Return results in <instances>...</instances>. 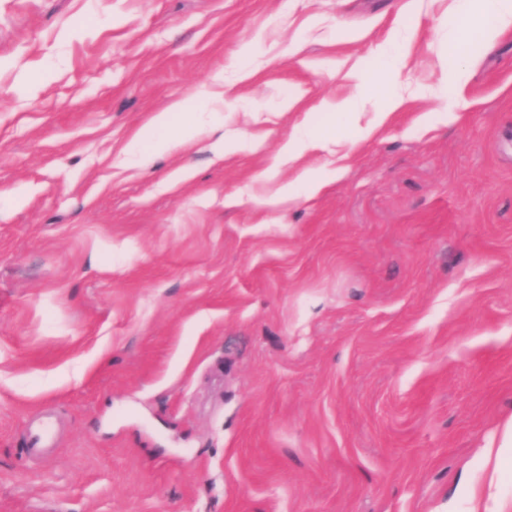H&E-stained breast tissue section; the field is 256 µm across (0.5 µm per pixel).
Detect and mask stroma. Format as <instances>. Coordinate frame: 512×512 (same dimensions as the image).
Masks as SVG:
<instances>
[{
	"label": "stroma",
	"instance_id": "stroma-1",
	"mask_svg": "<svg viewBox=\"0 0 512 512\" xmlns=\"http://www.w3.org/2000/svg\"><path fill=\"white\" fill-rule=\"evenodd\" d=\"M395 4L0 0V512H512V31L448 95L457 0ZM394 59L413 95L341 177L225 204ZM189 98L197 142L129 163ZM240 142L244 143L252 152H255L259 145L258 136L255 133H251L248 138V144L243 139H226L221 137L211 142L208 149L216 160L221 161L224 160V156L242 149L243 146ZM486 448V462L491 465L490 484H492L499 477L505 458L512 456V416L501 427L498 446L494 447L490 444ZM55 430L50 419L42 420L26 434V446L30 452H41L54 441Z\"/></svg>",
	"mask_w": 512,
	"mask_h": 512
}]
</instances>
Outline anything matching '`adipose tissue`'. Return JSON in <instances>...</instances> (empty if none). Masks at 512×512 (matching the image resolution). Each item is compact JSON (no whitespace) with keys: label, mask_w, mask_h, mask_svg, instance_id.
<instances>
[{"label":"adipose tissue","mask_w":512,"mask_h":512,"mask_svg":"<svg viewBox=\"0 0 512 512\" xmlns=\"http://www.w3.org/2000/svg\"><path fill=\"white\" fill-rule=\"evenodd\" d=\"M512 29V0H459L458 17L451 39L452 49L463 53L469 47L491 51L500 35ZM404 102L402 93L388 90L387 111L375 113L369 123H362L361 112L355 102L346 101L342 106L322 102L320 109L329 121L325 125H302L297 127L281 145L275 162L262 173L263 178H280L281 183L272 197L259 200L262 208L277 206L281 201L294 200L300 196H313L325 184L324 177L314 166L309 165L311 156L335 154L342 144L357 146L373 137L384 126L392 111ZM344 110L352 128L346 139L335 136L334 116ZM199 137V125L186 102L175 101L162 111L152 113L142 124L126 148L127 154L143 161L156 155L169 153L178 145H189Z\"/></svg>","instance_id":"ef3b65f1"}]
</instances>
